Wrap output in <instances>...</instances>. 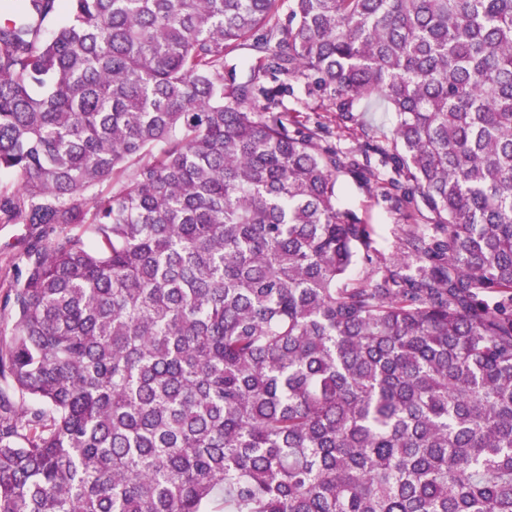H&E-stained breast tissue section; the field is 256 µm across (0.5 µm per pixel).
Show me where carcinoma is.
Returning <instances> with one entry per match:
<instances>
[{
	"label": "carcinoma",
	"mask_w": 512,
	"mask_h": 512,
	"mask_svg": "<svg viewBox=\"0 0 512 512\" xmlns=\"http://www.w3.org/2000/svg\"><path fill=\"white\" fill-rule=\"evenodd\" d=\"M280 2L8 6L0 512H512V0ZM341 192L339 203L355 211L359 217L372 227L371 253L373 262L377 256L391 262L401 255L400 242L407 228L403 218L388 209L381 199H377L368 187L359 180L349 176H341ZM26 229L21 224H0V271L12 274L20 262Z\"/></svg>",
	"instance_id": "obj_1"
}]
</instances>
